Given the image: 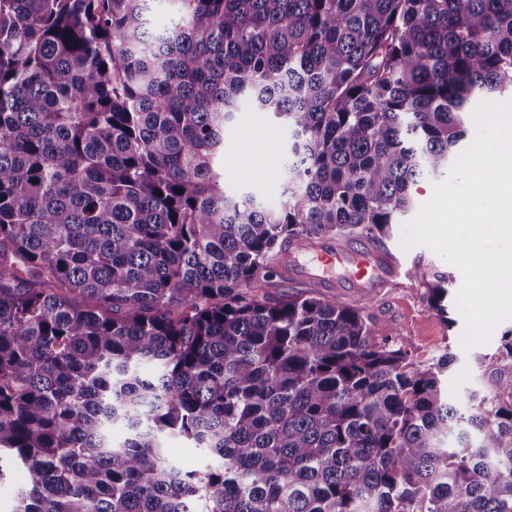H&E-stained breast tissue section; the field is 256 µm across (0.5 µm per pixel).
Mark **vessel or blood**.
I'll use <instances>...</instances> for the list:
<instances>
[{"mask_svg": "<svg viewBox=\"0 0 512 512\" xmlns=\"http://www.w3.org/2000/svg\"><path fill=\"white\" fill-rule=\"evenodd\" d=\"M281 261L292 277L310 280L319 288L336 290L341 296L350 288L369 292L399 275L397 259L366 242L347 247L332 242L296 241L282 253ZM336 262L354 265L355 273L348 277H334L314 273L312 269L316 263L327 266Z\"/></svg>", "mask_w": 512, "mask_h": 512, "instance_id": "vessel-or-blood-1", "label": "vessel or blood"}]
</instances>
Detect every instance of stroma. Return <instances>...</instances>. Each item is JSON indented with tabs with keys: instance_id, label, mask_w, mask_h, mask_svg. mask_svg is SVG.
Masks as SVG:
<instances>
[{
	"instance_id": "1",
	"label": "stroma",
	"mask_w": 512,
	"mask_h": 512,
	"mask_svg": "<svg viewBox=\"0 0 512 512\" xmlns=\"http://www.w3.org/2000/svg\"><path fill=\"white\" fill-rule=\"evenodd\" d=\"M287 131L270 129L260 116L243 110L226 132V143L233 150V163L226 171L230 188H248L277 199L281 186L275 171L285 153ZM400 229H393L384 247L397 255L402 273L380 292L367 298H349L350 306L368 315L376 340L402 337L417 365H427L444 354L456 355L445 387L450 399L461 400L473 390H488L496 380L498 362L495 354L502 335L512 330V320L499 323L488 342L466 351L461 344L463 319L456 304H449L447 316H439L428 302V290L422 280L412 277L410 268L420 267L428 273L452 274L454 287H461L460 271L442 260L428 247L419 245L410 250L400 246ZM484 356L483 364L471 360L472 353Z\"/></svg>"
}]
</instances>
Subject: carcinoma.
<instances>
[{
	"instance_id": "1",
	"label": "carcinoma",
	"mask_w": 512,
	"mask_h": 512,
	"mask_svg": "<svg viewBox=\"0 0 512 512\" xmlns=\"http://www.w3.org/2000/svg\"><path fill=\"white\" fill-rule=\"evenodd\" d=\"M154 2L0 0L14 512H512L511 377L453 403L456 356L269 291L285 244L381 241L448 172L473 100L512 93V0H173L161 30ZM246 106L288 130L276 204L226 189ZM167 455L184 471L200 469L210 461L202 448H193L192 445L180 438L169 437L165 442Z\"/></svg>"
}]
</instances>
